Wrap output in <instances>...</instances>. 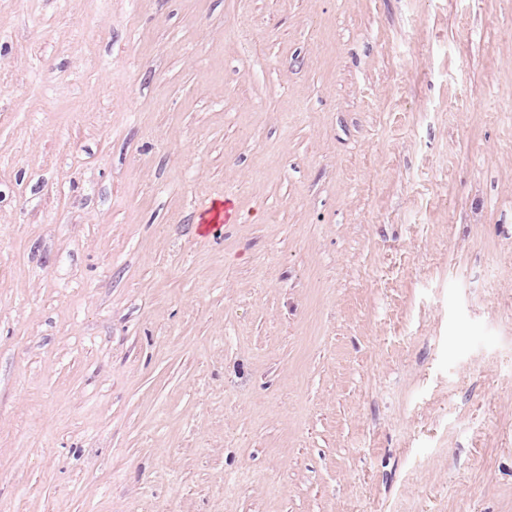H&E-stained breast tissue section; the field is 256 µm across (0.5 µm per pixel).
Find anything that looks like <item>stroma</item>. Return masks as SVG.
<instances>
[{"label": "stroma", "instance_id": "35a3bbf8", "mask_svg": "<svg viewBox=\"0 0 512 512\" xmlns=\"http://www.w3.org/2000/svg\"><path fill=\"white\" fill-rule=\"evenodd\" d=\"M166 507L512 512V0H0V512Z\"/></svg>", "mask_w": 512, "mask_h": 512}]
</instances>
